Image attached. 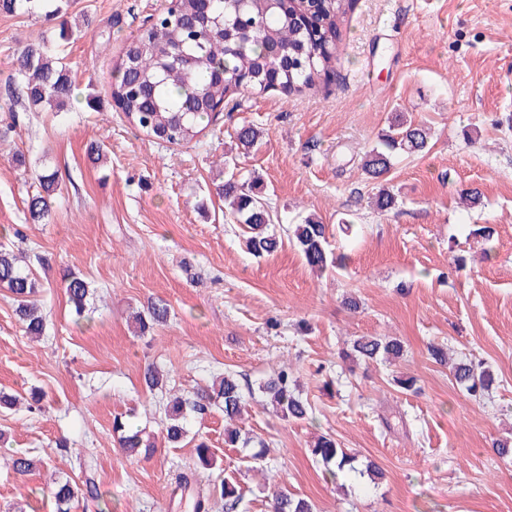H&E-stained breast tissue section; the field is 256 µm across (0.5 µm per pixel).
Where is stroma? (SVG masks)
<instances>
[{
  "label": "stroma",
  "instance_id": "1",
  "mask_svg": "<svg viewBox=\"0 0 512 512\" xmlns=\"http://www.w3.org/2000/svg\"><path fill=\"white\" fill-rule=\"evenodd\" d=\"M166 4L73 0L80 32L68 41L43 15L0 14V245L25 254L47 316L45 336L30 340L0 289V392L44 395L36 411L0 409V512H55L53 474L95 479L100 499L73 512H185L175 487L189 470L209 512H224L213 492L224 479L241 486L242 512H269L280 482L316 512H512V461L491 449L512 441V0H351L331 82L289 96L234 94L184 146L140 133L111 97L126 41ZM31 43L70 70L75 96L62 111L31 110L13 89ZM90 92L100 111L87 108ZM394 112L430 127V148L395 155L389 173L368 179L362 157ZM244 125L260 132L247 153L235 138ZM94 148L102 160H91ZM228 155L240 174H262L274 232L317 214L343 266L317 275L289 242L249 254L245 225L212 193ZM44 169L59 171L61 186L35 224L27 203ZM382 188L397 198L388 212L372 203ZM472 189L482 203L467 210L459 194ZM477 224L494 228L493 241L472 235ZM67 269L97 286L87 318L61 288ZM349 297L357 310L345 307ZM159 300L168 321L135 334L132 312ZM380 335L402 341V359L341 358L354 338ZM434 345L489 366L501 381L492 399L457 386ZM150 364L182 394L238 374L242 430L268 444L266 459L249 465L245 449L226 446L216 409L169 445L159 397L143 381ZM284 366L312 407L307 419L261 405L260 384ZM403 375L415 391L396 385ZM129 411L154 435L153 456L119 448L112 419ZM321 433L377 462L379 484L333 480L310 454ZM201 439L214 458L207 468L196 464ZM19 452L47 464L16 475Z\"/></svg>",
  "mask_w": 512,
  "mask_h": 512
}]
</instances>
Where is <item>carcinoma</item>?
<instances>
[{"mask_svg": "<svg viewBox=\"0 0 512 512\" xmlns=\"http://www.w3.org/2000/svg\"><path fill=\"white\" fill-rule=\"evenodd\" d=\"M63 2L0 0V13H40L48 20L58 18L59 36L67 40L71 32L62 20ZM347 8L348 0H170L166 10L126 45L115 65L112 100L128 122L147 137L170 145L188 144L202 132L206 120L224 110L226 98L237 91L261 95L276 90L288 96L309 89L320 80H329L336 72L341 25ZM16 79L31 109H59L74 96L75 85L69 70L40 44L26 47ZM257 139V130L249 125L240 127L236 133V140L246 151ZM427 139L424 126L398 112L382 137V149H372L362 169L376 178L390 170L391 153L421 152L427 147ZM36 179L45 194L29 199L28 213L32 221L40 222L50 211L49 194L58 189L60 176L53 171L39 174ZM259 188V180L241 183L233 173L215 187L216 195L228 205L234 219L250 230L245 246L257 256L271 254L279 246V237L269 232L274 217ZM288 237L315 272L321 274L330 267H338L344 260V255L329 252L328 225L314 215L291 227ZM0 288L11 293L25 335L43 336L47 321L35 299L38 282L19 264L14 251L3 246ZM62 288L78 315L85 311L96 292L86 276L72 271L63 275ZM168 317L167 304H150L147 314L139 317L140 333L166 323ZM403 352L404 346L397 338L359 336L344 356L370 362L379 357L399 358ZM451 373L455 383L471 398H490L495 377L489 368L462 359L452 365ZM261 392L285 420H303L311 410L308 400L297 389L294 374L286 369L268 379ZM214 405L224 412V444L248 445L250 439L233 427L243 414L245 402L242 385L232 373L185 397L165 393L161 422L168 442L183 441L190 416L203 414ZM112 431L119 447L129 455L147 456L155 448L151 437L132 428L123 414L113 417ZM311 454L335 478L358 473L375 481L383 475L371 460L359 467L358 456L341 448L330 434L317 437ZM35 467L36 461L26 453L12 457V469L17 475H27ZM177 488L187 507L203 512V496L189 475H179ZM51 495L56 512H71L80 496L95 498L98 492L92 483L81 488L67 480L56 483ZM220 496L224 498V512H238L241 494L233 481L220 483ZM272 509L315 512L310 500L296 496L286 486L273 492Z\"/></svg>", "mask_w": 512, "mask_h": 512, "instance_id": "obj_1", "label": "carcinoma"}]
</instances>
